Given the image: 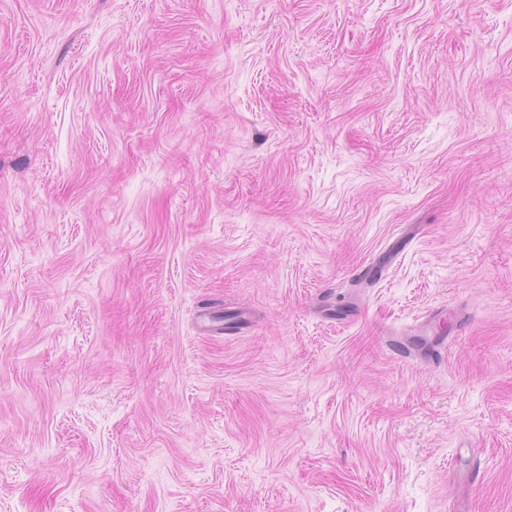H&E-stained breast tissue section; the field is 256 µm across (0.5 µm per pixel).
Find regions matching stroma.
<instances>
[{"label":"stroma","instance_id":"obj_1","mask_svg":"<svg viewBox=\"0 0 512 512\" xmlns=\"http://www.w3.org/2000/svg\"><path fill=\"white\" fill-rule=\"evenodd\" d=\"M456 498L512 512V0H0V512Z\"/></svg>","mask_w":512,"mask_h":512}]
</instances>
